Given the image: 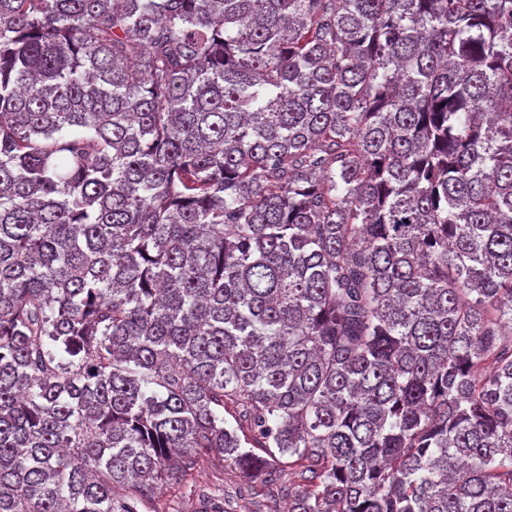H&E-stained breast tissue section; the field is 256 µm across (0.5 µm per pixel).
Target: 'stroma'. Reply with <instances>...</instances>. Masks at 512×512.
Listing matches in <instances>:
<instances>
[{
  "instance_id": "obj_1",
  "label": "stroma",
  "mask_w": 512,
  "mask_h": 512,
  "mask_svg": "<svg viewBox=\"0 0 512 512\" xmlns=\"http://www.w3.org/2000/svg\"><path fill=\"white\" fill-rule=\"evenodd\" d=\"M299 483L285 456L269 475L253 480L228 459L201 453L179 481L161 486L140 512H204L214 504L226 512H288Z\"/></svg>"
}]
</instances>
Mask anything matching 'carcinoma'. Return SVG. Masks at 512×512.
<instances>
[{
  "label": "carcinoma",
  "mask_w": 512,
  "mask_h": 512,
  "mask_svg": "<svg viewBox=\"0 0 512 512\" xmlns=\"http://www.w3.org/2000/svg\"><path fill=\"white\" fill-rule=\"evenodd\" d=\"M507 329L512 0H0V512H512ZM269 475L253 480L214 454H198L177 482L164 484L144 502L140 512H200L223 506L228 512H287L300 479L288 456L280 457ZM225 499V504H224Z\"/></svg>",
  "instance_id": "obj_1"
}]
</instances>
